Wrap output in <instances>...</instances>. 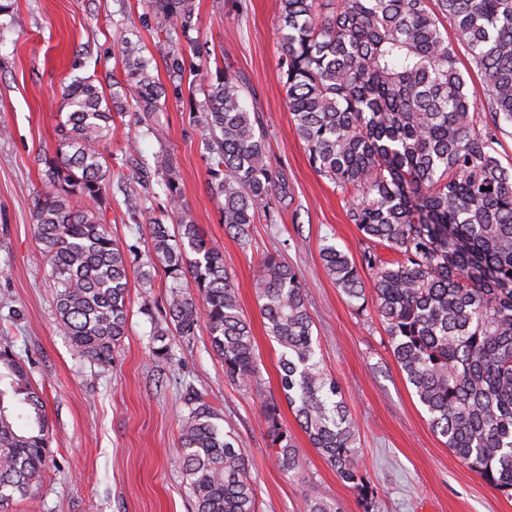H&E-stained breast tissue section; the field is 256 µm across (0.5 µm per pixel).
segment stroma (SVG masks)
Returning a JSON list of instances; mask_svg holds the SVG:
<instances>
[{
  "mask_svg": "<svg viewBox=\"0 0 512 512\" xmlns=\"http://www.w3.org/2000/svg\"><path fill=\"white\" fill-rule=\"evenodd\" d=\"M16 3L15 21L0 26V121L11 130L0 140V344L27 360L44 393L53 439L36 502H15L10 512H194L176 462L191 390L235 433L256 479L258 512H306L311 489L341 512H512V497L488 485L432 430L379 320L358 313L323 267L324 245L354 259L371 245L348 221L343 194L314 171L292 128L279 72L278 0H195L197 27L189 36L203 55L186 58L187 91L165 101L152 131L126 112L101 147L112 170L107 228L118 244L134 247L141 264L150 263V238L146 225L128 218L118 188L129 179L122 150L136 139L140 162L150 169L163 154L175 158L182 201L221 248L250 321L261 359L258 383L246 388L225 375L203 326L192 340L170 337L169 360H154L152 333L172 284L159 264L147 284L137 270L129 272L128 330L111 365L77 356L57 325L51 267L33 236L34 203L44 190L38 156L56 148L67 115L63 89L73 76L108 80L121 67L118 41L134 32L145 55L159 62L157 77L165 83L162 62L172 45L156 36L144 0ZM225 65L246 84V106L262 118L270 162L284 175L291 199L274 219L258 217L245 247L225 229L223 200L207 186V135L198 120L206 75ZM371 247L392 256L387 245ZM270 255L291 267L306 290L323 367L340 384L359 430V470L375 491L372 501L337 477L288 405L280 413L300 453V477L281 471L269 452L261 408L280 396V349L265 331L256 282Z\"/></svg>",
  "mask_w": 512,
  "mask_h": 512,
  "instance_id": "1",
  "label": "stroma"
}]
</instances>
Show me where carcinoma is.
<instances>
[{
	"label": "carcinoma",
	"instance_id": "cac0c4a2",
	"mask_svg": "<svg viewBox=\"0 0 512 512\" xmlns=\"http://www.w3.org/2000/svg\"><path fill=\"white\" fill-rule=\"evenodd\" d=\"M280 75L288 112L314 170L348 195L346 215L369 240L397 258L367 249L360 262L334 244L321 250L336 287L367 307L362 273L393 355L434 432L489 485L512 496V164L500 159L499 135L512 125V0H279ZM153 30L171 43L195 28V0H147ZM453 39H448V31ZM481 76L469 85L456 46ZM123 78L106 95L95 76L64 89L69 108L54 152L41 156L45 192L33 232L56 282L58 325L76 353L99 366L127 334L128 269L107 230L110 177L101 150L112 138L113 111L134 95L146 124L167 88L138 41L118 43ZM173 94L182 93L185 57L165 59ZM231 69L210 76L200 121L211 153L208 187L224 198L222 222L241 244L259 213L288 205L286 179L271 166L259 113ZM125 165L140 189L125 191L131 217L149 226L152 256L173 280L164 320L184 339L208 324L226 376L248 384L259 353L243 317L223 253L181 205L176 163L141 166L134 146ZM162 186L177 232L148 216L141 190ZM191 274L199 298L178 288ZM260 314L279 346V385L309 443L363 500L374 490L357 465V429L336 379L317 357L314 320L297 274L273 256L257 282ZM167 330L154 327L152 353L166 360ZM182 415L178 463L195 512H256V486L236 437L196 392ZM262 420L281 470L300 476L294 438L276 400ZM43 391L25 360L0 348V512L15 497L38 494L49 453ZM308 512H340L312 493Z\"/></svg>",
	"mask_w": 512,
	"mask_h": 512
}]
</instances>
